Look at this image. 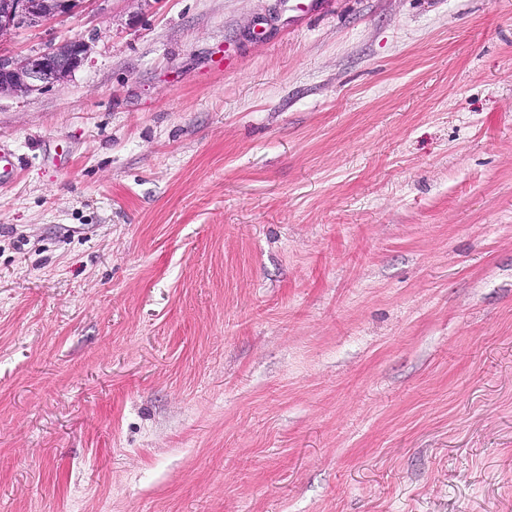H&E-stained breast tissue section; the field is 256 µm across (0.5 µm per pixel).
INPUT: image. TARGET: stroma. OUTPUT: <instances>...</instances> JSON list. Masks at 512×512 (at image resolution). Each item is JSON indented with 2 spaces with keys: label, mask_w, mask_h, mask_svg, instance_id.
<instances>
[{
  "label": "stroma",
  "mask_w": 512,
  "mask_h": 512,
  "mask_svg": "<svg viewBox=\"0 0 512 512\" xmlns=\"http://www.w3.org/2000/svg\"><path fill=\"white\" fill-rule=\"evenodd\" d=\"M75 38L0 98V512H512V0H81L0 54ZM90 53L87 41L73 39L21 60L0 56V98L25 96L64 82L84 65Z\"/></svg>",
  "instance_id": "stroma-1"
}]
</instances>
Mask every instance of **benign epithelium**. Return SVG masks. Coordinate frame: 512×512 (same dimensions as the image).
Returning <instances> with one entry per match:
<instances>
[{
	"mask_svg": "<svg viewBox=\"0 0 512 512\" xmlns=\"http://www.w3.org/2000/svg\"><path fill=\"white\" fill-rule=\"evenodd\" d=\"M79 0H0V40L19 29H36L67 15ZM91 53L83 39L62 42L54 48L13 60L0 56V96H25L67 80Z\"/></svg>",
	"mask_w": 512,
	"mask_h": 512,
	"instance_id": "benign-epithelium-1",
	"label": "benign epithelium"
}]
</instances>
